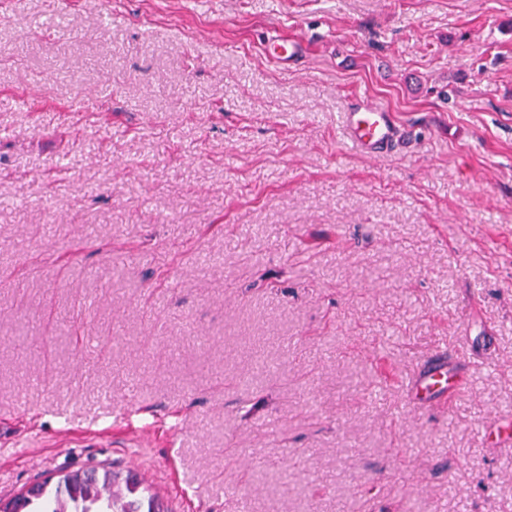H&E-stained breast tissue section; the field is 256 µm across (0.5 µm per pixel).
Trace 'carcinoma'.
<instances>
[{"label":"carcinoma","instance_id":"obj_1","mask_svg":"<svg viewBox=\"0 0 512 512\" xmlns=\"http://www.w3.org/2000/svg\"><path fill=\"white\" fill-rule=\"evenodd\" d=\"M0 512H168L152 488L135 475L124 476L110 466L66 472L56 485L30 486L8 501Z\"/></svg>","mask_w":512,"mask_h":512}]
</instances>
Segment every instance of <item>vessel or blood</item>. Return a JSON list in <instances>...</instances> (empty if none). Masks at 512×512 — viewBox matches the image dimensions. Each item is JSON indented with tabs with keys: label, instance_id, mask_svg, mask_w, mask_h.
<instances>
[{
	"label": "vessel or blood",
	"instance_id": "obj_1",
	"mask_svg": "<svg viewBox=\"0 0 512 512\" xmlns=\"http://www.w3.org/2000/svg\"><path fill=\"white\" fill-rule=\"evenodd\" d=\"M267 54L276 60H297L306 52L305 43L295 37L276 36L268 40ZM343 140L354 153L378 157L397 149L410 135L383 105L353 98L342 117ZM464 369L446 361H429L404 380V403L414 409L422 405L445 404L460 388Z\"/></svg>",
	"mask_w": 512,
	"mask_h": 512
}]
</instances>
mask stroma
Returning a JSON list of instances; mask_svg holds the SVG:
<instances>
[{"label": "stroma", "instance_id": "obj_1", "mask_svg": "<svg viewBox=\"0 0 512 512\" xmlns=\"http://www.w3.org/2000/svg\"><path fill=\"white\" fill-rule=\"evenodd\" d=\"M355 94L411 147L350 152ZM467 311L472 382L405 408ZM509 409L512 0H0V498L108 464L169 512H512ZM266 52L275 60H298L306 53V44L299 38L278 35L268 40Z\"/></svg>", "mask_w": 512, "mask_h": 512}]
</instances>
